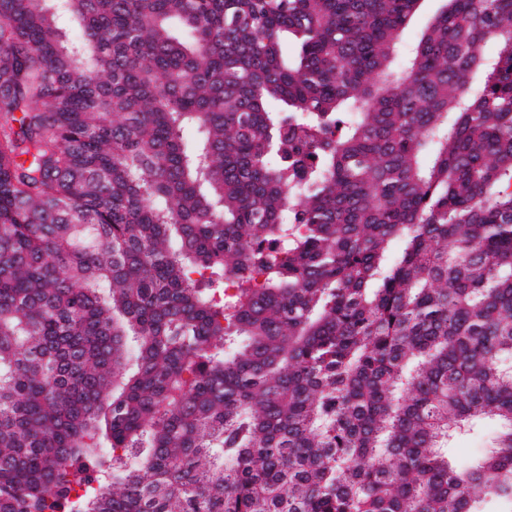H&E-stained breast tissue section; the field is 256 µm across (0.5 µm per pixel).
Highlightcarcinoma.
I'll list each match as a JSON object with an SVG mask.
<instances>
[{"label": "carcinoma", "instance_id": "1", "mask_svg": "<svg viewBox=\"0 0 512 512\" xmlns=\"http://www.w3.org/2000/svg\"><path fill=\"white\" fill-rule=\"evenodd\" d=\"M419 7L0 0V512H512V0ZM443 3L441 0L421 1L420 10L403 31L402 37L405 47H409L419 39L422 30ZM498 431V424L486 421L481 432L473 435H459L450 441L448 454L459 460H468L481 454L486 448H491Z\"/></svg>", "mask_w": 512, "mask_h": 512}]
</instances>
